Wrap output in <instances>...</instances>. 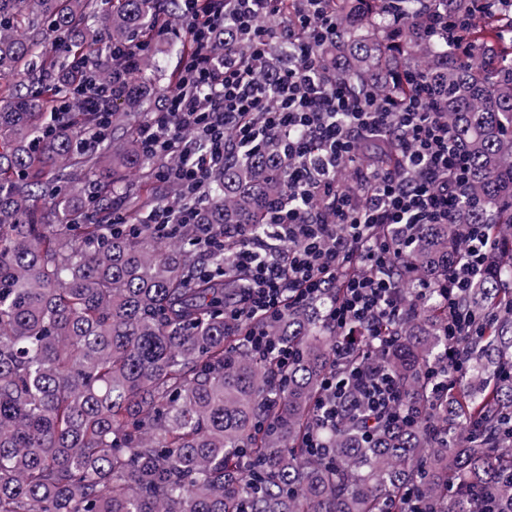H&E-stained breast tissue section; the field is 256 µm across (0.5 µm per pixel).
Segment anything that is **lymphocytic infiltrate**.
Wrapping results in <instances>:
<instances>
[{
    "label": "lymphocytic infiltrate",
    "instance_id": "1",
    "mask_svg": "<svg viewBox=\"0 0 512 512\" xmlns=\"http://www.w3.org/2000/svg\"><path fill=\"white\" fill-rule=\"evenodd\" d=\"M182 2L181 28L196 50L185 59L177 89L138 134L149 157L179 149L178 163L158 168L154 178L176 185L182 203L151 209L150 224L158 234L176 236L204 202L214 171L229 157L251 155L276 139L289 164L288 198L268 210L265 234L244 236L233 255L245 278L241 306L230 316L249 321L248 345L290 365L293 349L273 340L267 322L337 285L342 293L327 310L334 329L399 317L402 300L389 274L395 246L375 237L374 227L449 223L469 184V160L450 135L433 88L417 81L416 94L401 104L368 88L348 90L315 52L338 34L334 0H299L291 12L284 0ZM423 35L447 52L470 54L444 0H432ZM219 36L220 60L211 52ZM364 139L396 142L402 170L359 165ZM466 242V258L449 263L446 282L423 278L416 284L419 296L439 292L448 307L442 365L455 373L467 362L458 335L473 325L458 299L490 272L483 225H470ZM322 389L317 430L306 440L313 454H322L318 433L335 427L351 392L359 393L365 411L400 416L395 380L381 367H355L343 379L327 375Z\"/></svg>",
    "mask_w": 512,
    "mask_h": 512
}]
</instances>
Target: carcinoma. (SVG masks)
<instances>
[{
	"label": "carcinoma",
	"mask_w": 512,
	"mask_h": 512,
	"mask_svg": "<svg viewBox=\"0 0 512 512\" xmlns=\"http://www.w3.org/2000/svg\"><path fill=\"white\" fill-rule=\"evenodd\" d=\"M445 2L470 59L421 35L424 0H397L396 32L380 24L388 0H335L343 29L330 49L352 90L401 101L415 92L406 75H422L470 158L453 222L417 234L393 267L405 287L413 275L440 283L467 225L494 241L495 274L461 299L476 317L461 336L467 370L438 390L426 374L448 348V309L436 298L354 331L338 364L325 303L291 308L267 326L296 352L286 372L224 316L241 287L226 262L235 231H259L270 202L288 196L277 142L225 165L171 239L141 223L154 199L118 192L155 165L136 132L109 136L96 157L77 149L101 124L82 105L88 77L110 78L113 49L149 35L154 0H0V512H404L413 487L427 512H476L477 498L512 512V40L500 37L512 17ZM57 35L70 43L62 57ZM150 68L142 58L113 86L111 128L146 113ZM25 72L40 97L21 91ZM358 155L400 168L393 142L364 141ZM54 182L68 189L38 206ZM114 206L128 223H112ZM204 234L224 249L189 244ZM374 336L414 418L345 419L323 434L327 452L311 454L322 378L367 363Z\"/></svg>",
	"instance_id": "carcinoma-1"
}]
</instances>
